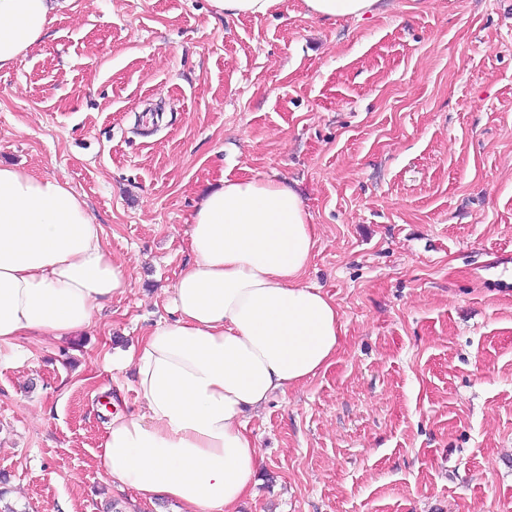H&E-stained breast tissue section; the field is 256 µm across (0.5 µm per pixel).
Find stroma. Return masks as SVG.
Segmentation results:
<instances>
[{"mask_svg":"<svg viewBox=\"0 0 512 512\" xmlns=\"http://www.w3.org/2000/svg\"><path fill=\"white\" fill-rule=\"evenodd\" d=\"M0 161L85 199L132 292L84 332L0 350V476L18 512H181L105 482L110 357L167 317L195 204L288 179L339 311L335 360L249 413L238 512H512V0H68L0 71ZM215 15L237 19L242 16L266 15L280 0H208ZM386 0H303L310 16L330 19L336 17H364L381 12Z\"/></svg>","mask_w":512,"mask_h":512,"instance_id":"stroma-1","label":"stroma"}]
</instances>
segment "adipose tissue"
<instances>
[{
	"mask_svg": "<svg viewBox=\"0 0 512 512\" xmlns=\"http://www.w3.org/2000/svg\"><path fill=\"white\" fill-rule=\"evenodd\" d=\"M66 0H0V71L41 44ZM310 16L381 12L384 0H303ZM192 260L170 290L171 318L112 356L135 369L138 413L113 414L99 441L106 481L181 512H237L259 471L249 409L335 358L340 315L303 283L316 246L300 192L283 180L224 178L187 231ZM132 290L87 202L59 178L0 164V349L89 328Z\"/></svg>",
	"mask_w": 512,
	"mask_h": 512,
	"instance_id": "adipose-tissue-1",
	"label": "adipose tissue"
}]
</instances>
